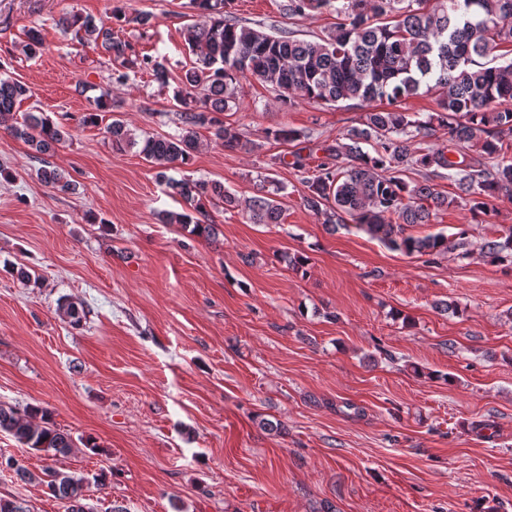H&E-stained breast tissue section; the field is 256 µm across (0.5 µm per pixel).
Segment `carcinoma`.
<instances>
[{"instance_id":"obj_1","label":"carcinoma","mask_w":512,"mask_h":512,"mask_svg":"<svg viewBox=\"0 0 512 512\" xmlns=\"http://www.w3.org/2000/svg\"><path fill=\"white\" fill-rule=\"evenodd\" d=\"M225 4L190 0L199 21L185 29L194 60L180 77L178 130L139 141L119 119L106 126L112 148L141 145L140 154L156 168V179L184 199L186 210L164 214V223L179 224L190 235L209 240L217 225L209 222L208 205H241L253 224L281 223L276 196L284 187L269 176L262 177L257 194L243 205L220 181L168 176L169 170L189 164L201 129L212 132L226 150L252 147L216 117L236 102L240 78L248 76L271 85L288 106L299 101L357 106L387 102V109L367 113L362 126L324 147V158L315 168L295 154L303 207L333 229L352 222L391 250L435 256L448 251V237H414L405 234V226L428 224L433 211L451 204L477 216L490 212L500 198H512V161L486 162L499 156L502 139L512 138V59L498 53L501 45L512 44V0H284L281 11L290 19L324 11L336 14L335 30L313 40L287 28L267 33L245 26ZM58 24L65 31L84 32L85 40L100 43L121 67H137L166 82L162 63L148 55L132 57L131 44L106 23L65 14ZM422 91L438 96V110L424 121L401 109L403 101ZM29 97L26 85L0 77V124L36 154L45 155L65 143L69 132L41 113L16 119L17 106ZM439 130L448 135L447 143L415 147L416 141ZM366 145L373 152L365 151ZM470 147L479 148L480 155L467 153ZM415 167L425 170L424 181L404 179ZM39 175L61 191L73 186L54 168L43 167ZM444 175L462 195L450 199L435 192L432 178ZM482 250L492 262H512V227L504 240H488ZM61 310L73 326L86 319L81 303L66 301ZM0 433L23 448L45 452L50 460L75 448L71 435L51 426L47 411L39 407L21 411L0 404ZM6 467L22 480H39L64 504L65 512H85V476L47 465L36 478L13 458Z\"/></svg>"}]
</instances>
